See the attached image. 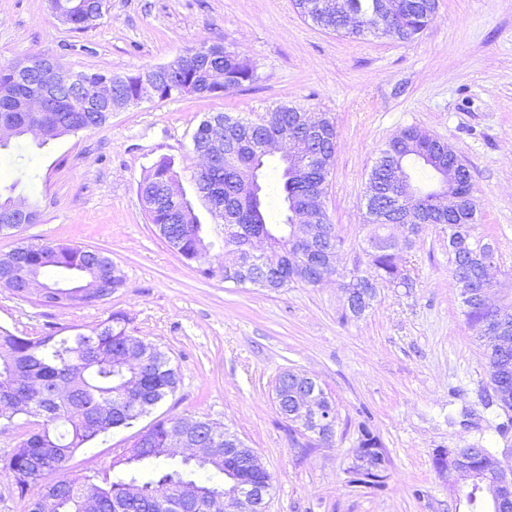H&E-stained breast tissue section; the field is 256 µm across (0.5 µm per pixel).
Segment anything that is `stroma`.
<instances>
[{"label":"stroma","mask_w":512,"mask_h":512,"mask_svg":"<svg viewBox=\"0 0 512 512\" xmlns=\"http://www.w3.org/2000/svg\"><path fill=\"white\" fill-rule=\"evenodd\" d=\"M203 41L249 58L257 81L228 95L142 103L92 131L43 146L28 134L0 150L2 159L30 160L14 195L41 212L19 235H0V254L22 241L64 242L104 252L126 276L125 288L92 305L44 306L0 286V327L66 336L120 312L180 373L150 414L77 452L70 474L108 469L157 420L204 417L230 428L272 475L267 512H462L433 468L434 449L483 439L512 467V444L482 404L485 348L463 315L447 230L427 225L408 248L406 227L384 228L400 242L398 264L415 286H380L361 317L349 313L342 285L368 269L370 171L408 127L443 139L468 165L478 230L496 251L490 275L512 281V0H439L433 22L407 43L321 30L294 0H108L99 24L81 33L53 16L49 0H0V64L42 53L76 72H133ZM280 104L325 115L336 128L324 200L341 240L336 273L320 286L278 292L205 277L157 236L138 183L172 158L199 223L214 224L191 179L198 124L217 112L259 119ZM289 368L331 396L330 443L280 414L275 385ZM362 423L390 459L379 488L351 481ZM26 430L0 431V512L26 510L5 466Z\"/></svg>","instance_id":"obj_1"}]
</instances>
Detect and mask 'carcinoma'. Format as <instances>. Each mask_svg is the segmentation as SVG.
Here are the masks:
<instances>
[{"label":"carcinoma","instance_id":"cac0c4a2","mask_svg":"<svg viewBox=\"0 0 512 512\" xmlns=\"http://www.w3.org/2000/svg\"><path fill=\"white\" fill-rule=\"evenodd\" d=\"M314 0H294L299 13L317 27L345 37L373 35L398 41H410L424 31L435 18L437 0H336L339 9L334 13L324 10L315 12L309 8ZM55 16L70 21L74 31H85L97 25L105 11L100 0H53ZM209 61L213 68L224 70V92L233 93L245 84L257 80L256 68L246 58L222 43L215 44ZM207 70L198 66L183 70L169 80L162 78L159 84L161 98L171 99L183 95L181 88L190 87L194 94H207ZM27 89L18 85L9 66L0 65V118L12 120L16 126L13 137L26 135L25 127L32 120L40 121L46 128L41 144L71 132L69 104L59 103L52 111L33 115L12 111V101L22 97ZM276 112L284 115L287 122L312 121L321 129L320 149L325 151V168L306 175L301 182L288 170H283L284 207H289L293 197L307 190L326 192L328 176L334 163L336 130L326 117H316L296 107L279 105ZM406 137H392L379 153V159L371 176H376L384 166L388 153L398 154L404 149L413 154L404 163L423 164L420 156L436 150L432 137L414 127L404 129ZM266 160L249 146H244L231 164H219L209 174V180L217 185L224 196V225L221 227L219 247L233 259L213 266L210 250L214 242L208 239L207 230L192 212L191 203L182 199L186 213L173 220L172 205H163L152 197L155 187L177 176L174 161L162 158L155 162L139 182L138 192L145 200V211L154 224L158 236L168 249L188 262L202 266L207 277L218 276L236 285H246L248 257L246 251L252 241L262 239L267 250L256 268L257 288L278 291L292 285H313V280L336 272V252L340 244L336 225L326 224V243L320 257L314 261L306 258L295 247L290 237L289 220L280 224L269 222V202L261 181L250 182L248 175L256 171L262 176ZM463 192L466 195L469 220L458 224L445 214H437L432 223L448 226V253L452 263V277L456 281L463 276L478 274L477 254L492 251L493 246L476 236L474 224L478 210L473 195L469 168L461 172ZM423 203L412 199L391 200L387 211L381 215L366 216V223L380 228L388 224H401ZM369 272L355 276V280L343 284V289L359 288L361 292L346 300L349 312L359 317L377 297L381 283L410 289L413 281L403 273L396 262V243L389 238L374 234L370 240ZM33 268L44 288L36 294L43 305H56L59 287L83 289L87 304L106 301L113 293L125 287L126 278L121 269L106 258L100 265L102 252L88 253L82 246L61 244L54 241H23L0 258V269L11 272L18 253ZM490 287L503 293L505 303L495 305L489 301H463L466 323L487 350V368L490 384L500 394L502 406L512 411V348L504 351L494 338L487 334L502 311L512 318V288L493 282ZM179 381L177 368L167 353L157 345L133 335L127 327V319L121 313H112L90 333L78 332L69 336L47 334L38 337L18 336L0 329V427L12 425L15 419L25 416L32 430L23 434L7 468L14 478L20 498H25L31 486L37 484L34 472L38 464L47 458L59 462L56 484L51 491H41L37 499L29 503V512H83L84 498L91 496L102 506V512H113L114 504L125 502L127 512H148L149 500L171 494L183 483H193L203 498L224 494L233 484L230 461L224 456L205 459L184 458L181 465L173 462L167 440L179 418L156 421L148 430V445L132 446L123 451L110 466V472L101 478L86 482L71 477L66 463L78 450L113 429L127 427L148 414L168 394L174 392ZM361 441L357 459L369 455L378 464L374 472L363 471V464L353 467V482L368 487H380L386 478L388 459L379 436L364 423L359 425ZM237 449L242 456H255L235 433L221 429L220 447ZM213 469L224 476L218 483L207 471ZM477 469L484 475L476 482L456 488L451 474L438 473L453 487L456 501L464 503L467 512H495L490 489V476L485 467Z\"/></svg>","mask_w":512,"mask_h":512}]
</instances>
